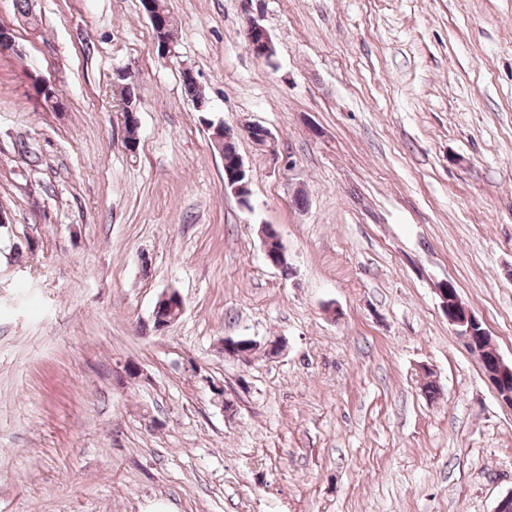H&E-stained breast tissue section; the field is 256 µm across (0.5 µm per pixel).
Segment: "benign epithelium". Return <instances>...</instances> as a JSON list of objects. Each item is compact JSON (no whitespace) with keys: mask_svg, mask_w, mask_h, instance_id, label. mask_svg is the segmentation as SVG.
<instances>
[{"mask_svg":"<svg viewBox=\"0 0 512 512\" xmlns=\"http://www.w3.org/2000/svg\"><path fill=\"white\" fill-rule=\"evenodd\" d=\"M249 43L251 53L259 60L271 61L275 55V47L266 28L255 18L250 19ZM18 51L14 32L11 28L0 25V53L6 55ZM126 98L123 112V123L126 127H134L138 122L135 109L132 107V86H122ZM249 138L260 146L274 144L272 133L260 125L246 126ZM224 192L231 193L243 206L249 205L250 177L249 170L241 154L231 156L224 162ZM435 291L440 299L442 312L448 318V325L462 341L469 353L481 364L484 377L494 389L498 399L512 407V364L506 363L495 345L490 334L483 328L473 311L462 301L457 288L451 281L438 284ZM256 347V342L249 338L224 341V353L247 357Z\"/></svg>","mask_w":512,"mask_h":512,"instance_id":"7a95c632","label":"benign epithelium"}]
</instances>
